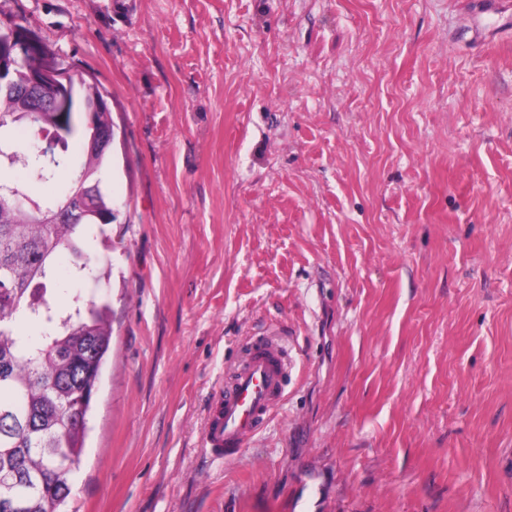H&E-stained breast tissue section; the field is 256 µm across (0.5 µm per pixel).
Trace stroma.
I'll return each mask as SVG.
<instances>
[{
    "label": "stroma",
    "instance_id": "35a3bbf8",
    "mask_svg": "<svg viewBox=\"0 0 512 512\" xmlns=\"http://www.w3.org/2000/svg\"><path fill=\"white\" fill-rule=\"evenodd\" d=\"M20 20L112 112L67 512H512V0H0ZM263 333L287 395L211 455Z\"/></svg>",
    "mask_w": 512,
    "mask_h": 512
}]
</instances>
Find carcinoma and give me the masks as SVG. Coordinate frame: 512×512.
Here are the masks:
<instances>
[{
    "instance_id": "carcinoma-1",
    "label": "carcinoma",
    "mask_w": 512,
    "mask_h": 512,
    "mask_svg": "<svg viewBox=\"0 0 512 512\" xmlns=\"http://www.w3.org/2000/svg\"><path fill=\"white\" fill-rule=\"evenodd\" d=\"M30 133L26 177L11 179L15 134ZM112 138V115L90 127L84 113H60L0 89V512H63L85 450L87 416L110 351L108 306L78 295L58 304L57 260L74 277L100 280L85 226L112 223V200L100 173L108 147L90 152L91 138ZM67 181L48 197L33 184ZM81 200L75 223L52 216Z\"/></svg>"
}]
</instances>
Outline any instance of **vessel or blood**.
<instances>
[{"label": "vessel or blood", "instance_id": "vessel-or-blood-1", "mask_svg": "<svg viewBox=\"0 0 512 512\" xmlns=\"http://www.w3.org/2000/svg\"><path fill=\"white\" fill-rule=\"evenodd\" d=\"M288 349L270 336H253L224 383L223 404L208 420L202 446L224 458L237 455L285 396Z\"/></svg>", "mask_w": 512, "mask_h": 512}]
</instances>
